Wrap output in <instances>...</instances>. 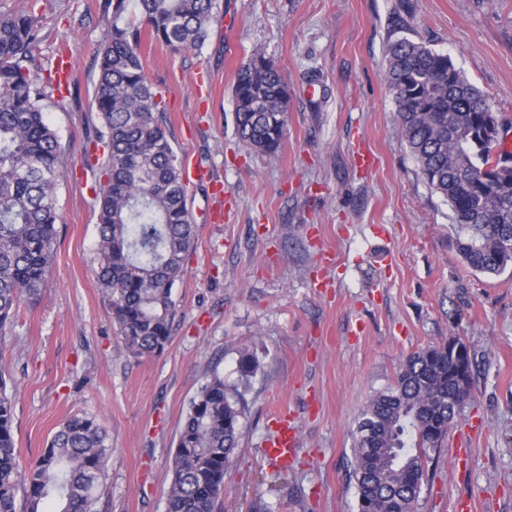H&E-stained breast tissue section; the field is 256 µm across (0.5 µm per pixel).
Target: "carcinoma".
Returning <instances> with one entry per match:
<instances>
[{
	"instance_id": "obj_1",
	"label": "carcinoma",
	"mask_w": 512,
	"mask_h": 512,
	"mask_svg": "<svg viewBox=\"0 0 512 512\" xmlns=\"http://www.w3.org/2000/svg\"><path fill=\"white\" fill-rule=\"evenodd\" d=\"M139 22L125 0L97 49L93 100L103 148L98 180L97 280L124 348L161 353L177 313L173 289L195 249L197 226L187 206L182 161L169 139L162 97L141 55L146 29L173 50L199 48L219 0H139ZM42 18L22 10L0 14V335L21 309L39 301L51 277L60 220L57 191L67 165L46 109L52 76L39 61ZM448 55L407 38L388 45L384 81L393 93L399 132L429 187L453 212L459 252L475 272L512 268V151L487 137L473 142L488 98L464 73L437 79ZM236 135L271 158L287 126L288 85L262 54L241 64L232 85ZM492 165L496 181H479ZM257 362L241 351L242 385ZM471 397V384L448 381V342L407 356L394 381L370 396L358 416L352 448L357 512H417L428 461ZM246 407L236 386L213 371L190 401L172 458L167 512H217L239 446ZM107 435L93 417L67 419L35 463L20 464L14 404L0 373V512H92L107 461Z\"/></svg>"
}]
</instances>
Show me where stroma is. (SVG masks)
Segmentation results:
<instances>
[{
  "label": "stroma",
  "instance_id": "stroma-1",
  "mask_svg": "<svg viewBox=\"0 0 512 512\" xmlns=\"http://www.w3.org/2000/svg\"><path fill=\"white\" fill-rule=\"evenodd\" d=\"M105 0H0L42 18L43 66L65 57L69 91L48 116L68 159L57 194L61 220L53 276L39 303L0 337V370L14 396V434L34 461L66 419L83 413L111 446L95 512H166L176 436L204 377L237 383L240 352L258 369L228 474L223 512H357L349 478L356 416L393 382L409 354L455 337L474 359L472 393L428 466L419 512H512V273L468 268L446 200L421 177L398 132L383 79L389 42L408 38L449 54L512 132V0H236L238 26L216 15L197 50L143 40L146 74L165 102L183 160L224 184L231 209L190 183L196 248L173 296L165 350L123 346L97 281L98 204L87 155ZM274 60L288 84L277 158L235 135L233 76L252 55ZM375 169L351 163L356 141ZM288 407L301 453L286 478L261 454L271 416ZM470 451L466 481L451 450Z\"/></svg>",
  "mask_w": 512,
  "mask_h": 512
}]
</instances>
